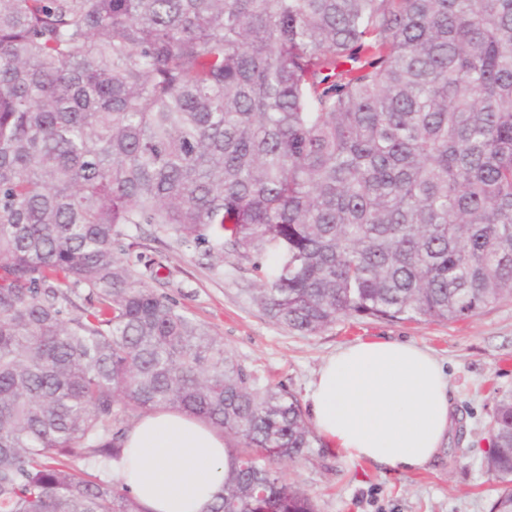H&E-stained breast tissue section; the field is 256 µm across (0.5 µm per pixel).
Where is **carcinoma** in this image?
I'll return each instance as SVG.
<instances>
[{"mask_svg":"<svg viewBox=\"0 0 512 512\" xmlns=\"http://www.w3.org/2000/svg\"><path fill=\"white\" fill-rule=\"evenodd\" d=\"M141 224L302 334L511 299L512 0H0V512H147L70 460L159 409L240 441L202 512H316L298 398L136 271ZM482 464L512 512L511 392Z\"/></svg>","mask_w":512,"mask_h":512,"instance_id":"obj_1","label":"carcinoma"}]
</instances>
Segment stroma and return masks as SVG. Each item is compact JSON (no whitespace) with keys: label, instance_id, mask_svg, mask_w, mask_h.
I'll return each instance as SVG.
<instances>
[{"label":"stroma","instance_id":"obj_1","mask_svg":"<svg viewBox=\"0 0 512 512\" xmlns=\"http://www.w3.org/2000/svg\"><path fill=\"white\" fill-rule=\"evenodd\" d=\"M137 271L153 270L155 287L222 336L224 346L259 385L282 387L306 399L310 380L338 347L367 340L426 348L448 377L455 428L427 468L400 472L354 462L327 439L287 466L318 512H490L495 484L482 467L490 422L502 393L512 391V299L448 322L346 319L315 335L271 321L254 302L257 274L250 264L213 269L203 252L155 235L152 226L129 228Z\"/></svg>","mask_w":512,"mask_h":512}]
</instances>
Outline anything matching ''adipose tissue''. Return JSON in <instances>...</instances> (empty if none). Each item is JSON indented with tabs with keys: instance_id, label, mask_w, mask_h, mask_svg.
Listing matches in <instances>:
<instances>
[{
	"instance_id": "ef3b65f1",
	"label": "adipose tissue",
	"mask_w": 512,
	"mask_h": 512,
	"mask_svg": "<svg viewBox=\"0 0 512 512\" xmlns=\"http://www.w3.org/2000/svg\"><path fill=\"white\" fill-rule=\"evenodd\" d=\"M314 431L347 458L418 471L434 461L450 426L448 378L421 347L359 341L330 355L307 394ZM235 460L223 434L168 411L128 430L119 473L146 512H201Z\"/></svg>"
}]
</instances>
